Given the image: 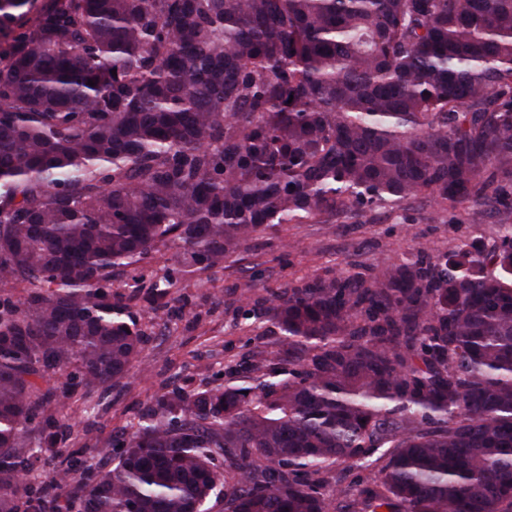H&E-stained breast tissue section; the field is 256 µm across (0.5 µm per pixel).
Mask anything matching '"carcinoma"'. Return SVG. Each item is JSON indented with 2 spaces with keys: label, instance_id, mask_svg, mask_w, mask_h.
I'll return each instance as SVG.
<instances>
[{
  "label": "carcinoma",
  "instance_id": "1",
  "mask_svg": "<svg viewBox=\"0 0 512 512\" xmlns=\"http://www.w3.org/2000/svg\"><path fill=\"white\" fill-rule=\"evenodd\" d=\"M417 200L512 209V0H0V512H512L508 223L284 288L288 363L168 386L33 488L74 427L49 373L103 396L141 353L120 271Z\"/></svg>",
  "mask_w": 512,
  "mask_h": 512
}]
</instances>
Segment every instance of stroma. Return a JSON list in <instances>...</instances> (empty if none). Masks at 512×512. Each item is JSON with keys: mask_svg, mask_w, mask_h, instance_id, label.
<instances>
[{"mask_svg": "<svg viewBox=\"0 0 512 512\" xmlns=\"http://www.w3.org/2000/svg\"><path fill=\"white\" fill-rule=\"evenodd\" d=\"M474 210L469 201L451 210L414 204L397 211L368 209L359 217L343 215L332 224L280 225L257 238L251 251L228 268L178 274L171 312L162 321L150 320L152 292L142 289L129 306L139 313L147 340L126 386L113 390L104 405L78 388L45 412L75 422L68 449L105 451L113 434L136 422L141 403L162 387L223 384L275 358L278 331L263 321L270 292L329 271L367 273L417 251L432 255L475 238L492 241L506 212L489 213L476 224ZM251 268L260 287L245 302L234 288Z\"/></svg>", "mask_w": 512, "mask_h": 512, "instance_id": "1", "label": "stroma"}]
</instances>
